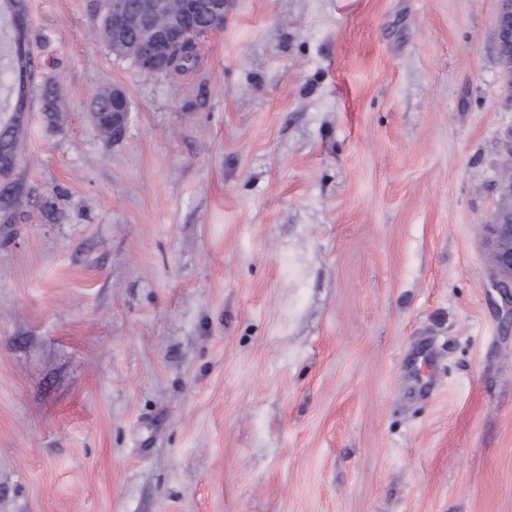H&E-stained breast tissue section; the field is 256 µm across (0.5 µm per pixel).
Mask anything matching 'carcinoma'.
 Listing matches in <instances>:
<instances>
[{
  "mask_svg": "<svg viewBox=\"0 0 512 512\" xmlns=\"http://www.w3.org/2000/svg\"><path fill=\"white\" fill-rule=\"evenodd\" d=\"M113 0H100L99 13L101 21L93 36L101 40L112 54L122 60L129 61L135 68L142 69L143 57L150 37L146 29L136 23L116 29L112 26ZM160 7L153 15L154 27L172 26L180 21L185 12V0H157ZM27 12V0H0V18L13 22L18 14ZM196 47L182 49L172 72L184 73L195 67ZM0 62L11 75V83L6 86L8 106L5 111L11 113L14 106L27 103V93L35 90L39 93L41 112L48 124L58 122L61 112V87L59 82L51 79H39L38 64L35 62L29 43H20L15 32H10L8 40L0 45ZM113 90L100 91L94 98L92 112L95 123L108 139L112 138V127L124 124L126 113L112 116ZM24 123L11 114L0 119V158L16 162L21 147V132Z\"/></svg>",
  "mask_w": 512,
  "mask_h": 512,
  "instance_id": "cac0c4a2",
  "label": "carcinoma"
}]
</instances>
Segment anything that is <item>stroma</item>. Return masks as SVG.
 Listing matches in <instances>:
<instances>
[{"mask_svg":"<svg viewBox=\"0 0 512 512\" xmlns=\"http://www.w3.org/2000/svg\"><path fill=\"white\" fill-rule=\"evenodd\" d=\"M97 4L28 0L0 512H512L497 0H231L168 76ZM112 88L103 89L94 98L92 104V114L95 123L104 137L112 138L113 127H120L126 119V112L129 110V103L126 102V112H119V117H112ZM493 225L501 230L492 242L496 269L512 278V223Z\"/></svg>","mask_w":512,"mask_h":512,"instance_id":"35a3bbf8","label":"stroma"}]
</instances>
